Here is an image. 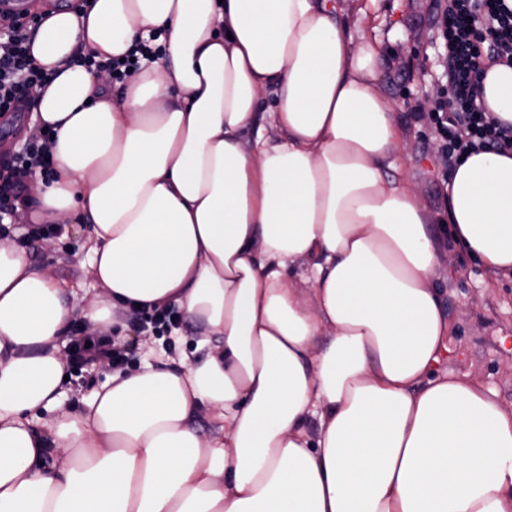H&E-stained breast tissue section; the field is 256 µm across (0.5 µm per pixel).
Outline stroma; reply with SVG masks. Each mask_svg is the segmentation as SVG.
<instances>
[{
	"label": "stroma",
	"mask_w": 512,
	"mask_h": 512,
	"mask_svg": "<svg viewBox=\"0 0 512 512\" xmlns=\"http://www.w3.org/2000/svg\"><path fill=\"white\" fill-rule=\"evenodd\" d=\"M433 3L371 0L362 29L381 46L378 89L393 105L402 129L398 167L391 176L417 188L428 207L443 215L448 199L437 143L426 121L417 117L440 86L438 52L432 46ZM88 247L87 225L66 224L58 236L40 242L27 256L33 266L50 267L66 290L90 297L99 287L84 263ZM448 262L449 272L437 274L435 281L448 318L451 349L440 367L477 381L503 408L512 410V280L489 281L480 267L455 253ZM128 321L122 314L112 326L113 336L122 337L129 351L127 370H137L145 361L159 365L182 353L194 360L205 355L197 347L203 330L187 319L179 320L176 336H146L135 326L123 331Z\"/></svg>",
	"instance_id": "obj_1"
}]
</instances>
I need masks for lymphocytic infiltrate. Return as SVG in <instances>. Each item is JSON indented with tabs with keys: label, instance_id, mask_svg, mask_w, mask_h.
<instances>
[{
	"label": "lymphocytic infiltrate",
	"instance_id": "lymphocytic-infiltrate-1",
	"mask_svg": "<svg viewBox=\"0 0 512 512\" xmlns=\"http://www.w3.org/2000/svg\"><path fill=\"white\" fill-rule=\"evenodd\" d=\"M41 20L30 12L0 9V116L24 111L32 89L46 81L29 51V32ZM434 30L444 47L441 65L446 87L423 117L438 141L441 162L453 171L463 156L478 152H512V126L498 120L482 100L481 77L492 64L512 65V6L507 0H436ZM159 52L145 42L135 44L129 60H107L78 53L71 62L108 73L116 81L140 71L142 60ZM54 132L41 129L17 152L0 156V223L23 200V175L51 180ZM71 363L78 369L121 368L126 347L112 338L88 333L82 322L70 331Z\"/></svg>",
	"mask_w": 512,
	"mask_h": 512
}]
</instances>
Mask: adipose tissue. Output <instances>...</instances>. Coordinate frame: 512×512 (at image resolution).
Returning <instances> with one entry per match:
<instances>
[{
    "label": "adipose tissue",
    "instance_id": "1",
    "mask_svg": "<svg viewBox=\"0 0 512 512\" xmlns=\"http://www.w3.org/2000/svg\"><path fill=\"white\" fill-rule=\"evenodd\" d=\"M88 4L45 8L31 36L55 75L34 91L55 172L21 218L89 224V321L175 305L208 354L112 373L59 413L73 309L0 240V512H512V411L436 373L433 282L452 252L512 276V154L463 157L435 224L389 177L401 128L380 47L333 0ZM152 38L163 62L117 90L70 62ZM482 86L512 125V67Z\"/></svg>",
    "mask_w": 512,
    "mask_h": 512
}]
</instances>
